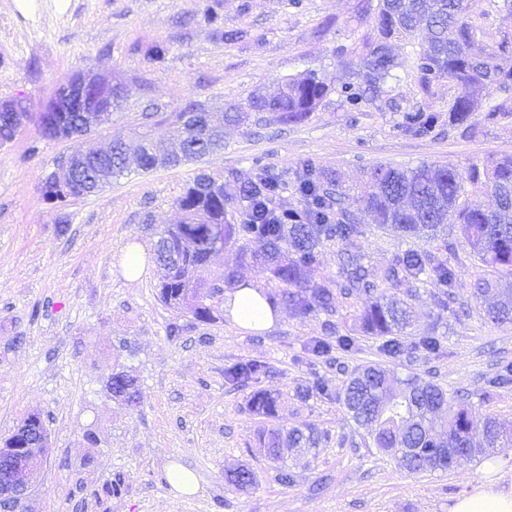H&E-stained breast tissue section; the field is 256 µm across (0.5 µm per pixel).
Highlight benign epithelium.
Segmentation results:
<instances>
[{
  "mask_svg": "<svg viewBox=\"0 0 512 512\" xmlns=\"http://www.w3.org/2000/svg\"><path fill=\"white\" fill-rule=\"evenodd\" d=\"M125 93V86L94 71L78 74L60 84L51 97L46 111L78 112V129L56 130L55 139H78L81 145L66 157L47 176L59 195L68 199L94 194L112 181V166L101 161L112 158L124 140L111 142L99 148L92 135L111 118L112 99ZM0 112L12 115L13 134L25 126L29 108L15 101L0 104ZM186 120L202 122L212 132H224V124L211 119L205 106L190 113ZM176 143L170 146L162 141H148L147 153L156 159V165H178L190 158L188 138L182 128L175 130ZM45 456L29 453L24 448H6L0 444V512H23L34 475L41 468Z\"/></svg>",
  "mask_w": 512,
  "mask_h": 512,
  "instance_id": "obj_1",
  "label": "benign epithelium"
}]
</instances>
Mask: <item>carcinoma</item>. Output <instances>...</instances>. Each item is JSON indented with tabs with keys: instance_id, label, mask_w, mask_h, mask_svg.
Instances as JSON below:
<instances>
[{
	"instance_id": "obj_1",
	"label": "carcinoma",
	"mask_w": 512,
	"mask_h": 512,
	"mask_svg": "<svg viewBox=\"0 0 512 512\" xmlns=\"http://www.w3.org/2000/svg\"><path fill=\"white\" fill-rule=\"evenodd\" d=\"M472 0H379L376 12L379 39L369 47L365 83L375 92L392 76L397 66L388 42L393 38H411L424 33V43L416 57V70L423 89H430L436 79L446 78L460 92L448 103V127L474 136L478 129L469 123L478 110L473 89L487 87L505 94L512 92V62L502 58L508 53V40L498 44V51L483 56L471 52L477 27L471 17ZM330 88L314 69L286 78L273 96L253 95L245 108L232 107L224 113V124L231 126L265 125L271 121L284 124L309 119ZM339 95L352 107L363 100L364 91L353 83L341 85ZM79 113H40L41 137L53 140L47 125L72 123ZM440 115L418 109L406 112L399 129L406 135H424L438 125ZM194 144L191 160L200 161L224 149V144L210 143L203 129H187ZM306 207L280 211L277 220H264L263 209L272 203L276 186L261 177L248 186L234 180L213 187V180L200 173L189 185L177 205L183 213L179 224L154 230L155 255L166 268L159 288L162 301L173 308H186L195 319H213L215 307L206 303L213 297L214 284L204 277L212 257L229 243L239 244V258L252 264L270 282L281 289V296L292 312L305 316L316 309L329 310L334 300L333 287L349 297L367 296L359 320L362 330L373 336H390L387 347L392 353L403 350L395 335L409 324L410 310L403 301L369 279L361 263L362 255L348 256L342 265L340 280L313 283L310 271L318 263L319 246L339 240L349 246L364 235L359 224L335 220V208L349 201L373 224L389 227L405 236H427L440 241L439 250L452 244L440 236L447 224L457 228L472 256L489 271L490 276L476 283L478 295L497 290L496 300L485 309L487 319L496 324L512 323V284L504 285L497 274H512V157L471 165L465 173L448 168L420 165L400 169L375 165L367 173L365 186L351 195L339 179L314 167L307 170L301 184ZM488 192L495 200L492 208L483 207L477 196ZM246 203V214L239 224L225 220L226 208L236 202ZM260 241L261 252L249 249L248 242ZM391 286L403 281L436 287H455L454 270L448 263L428 252L407 251L397 254L384 272ZM259 362L240 364L229 371L232 378L247 381L264 372ZM112 394L137 403L135 379L122 370L112 372ZM344 404L353 420L367 429L375 447L394 457L411 474L450 470L462 460L491 457L512 447V431L493 417L474 420L464 405L454 413L448 429L439 434L432 415L448 405L447 393L437 384L419 376L397 380L380 365L362 369L346 385ZM252 413L274 418L277 398L256 390L248 399ZM27 435L18 434L5 441L9 446L31 447L37 432L45 429L39 413L21 419ZM258 447L277 461L285 447L317 448L324 438L293 429L283 433L280 427L261 429L256 435ZM225 481L238 490L253 485L252 472L237 468L225 473Z\"/></svg>"
}]
</instances>
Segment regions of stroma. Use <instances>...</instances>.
Masks as SVG:
<instances>
[{"label":"stroma","instance_id":"1","mask_svg":"<svg viewBox=\"0 0 512 512\" xmlns=\"http://www.w3.org/2000/svg\"><path fill=\"white\" fill-rule=\"evenodd\" d=\"M377 3L0 0V102L22 99L36 114L59 84L99 70L127 86L111 124L97 135L103 146L131 138L142 112H175L191 99L219 118L308 68L334 89L307 122L225 127L224 148L214 156L131 170L62 207L44 201L39 186L76 141L44 140L30 121L0 144V438L38 411L51 444L27 512H448L483 481L484 465L476 460L447 472L407 473L375 448L344 405L354 373L378 364L433 381L475 418L490 415L512 426V384L488 387L512 366V326L487 319L474 290L485 271L464 244L447 255L457 276L447 307L439 306L435 286L410 281L397 289L414 311L401 341L439 337L441 348L433 353L388 352L384 337L361 332L360 299L340 294L332 310L293 315L257 268H238L233 245L205 276L220 281L235 267L240 278L274 297L277 319L269 329L243 330L221 312L200 322L158 298L161 270L148 228L179 223L176 201L198 173L243 184L271 175L280 183L277 204L298 208L309 162L355 188L375 164L427 163L463 172L512 155V117L494 124L484 119L503 102L498 91L477 93L480 109L470 118L476 136H461L444 123L423 136L401 133L404 112L447 114L458 93L445 79L422 89L414 64L420 38L391 40L398 67L379 97L353 109L336 94L366 69L365 46L378 36ZM208 11L218 15L217 25L204 22ZM473 20L481 31L475 53L512 38L503 0H475ZM238 29L247 30L246 39H221V32ZM157 45L165 47L164 59L154 57ZM359 244L377 281L394 255L436 248L433 240L375 224L365 225ZM131 247L144 251L134 280L121 267ZM340 335L353 337V347L336 348ZM321 343L328 353H316ZM252 361L266 367L258 380L230 377L232 367ZM116 369L136 378L138 406L108 391L106 378ZM320 379L327 393L299 398ZM256 389L278 398L277 425L328 437L310 452L289 449L285 466L293 483L281 482L280 467L257 448V430L271 421L248 409ZM171 463L193 472L195 494L173 490L165 474ZM239 465L255 479L244 492L224 481ZM118 478L126 490L115 497L107 488Z\"/></svg>","mask_w":512,"mask_h":512}]
</instances>
